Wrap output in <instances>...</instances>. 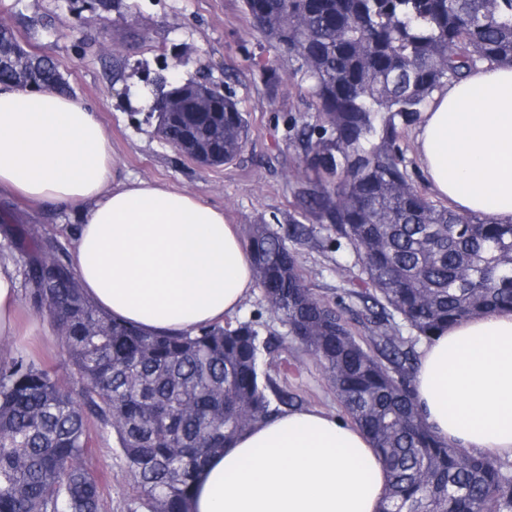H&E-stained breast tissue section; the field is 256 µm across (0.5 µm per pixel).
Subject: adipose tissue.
Segmentation results:
<instances>
[{
    "label": "adipose tissue",
    "instance_id": "obj_1",
    "mask_svg": "<svg viewBox=\"0 0 512 512\" xmlns=\"http://www.w3.org/2000/svg\"><path fill=\"white\" fill-rule=\"evenodd\" d=\"M432 190L454 211L512 223V65L482 64L438 92L416 136ZM112 142L75 97L0 84V191L75 211L72 260L86 296L151 333L223 322L256 286L222 209L146 179L117 180ZM20 308L0 258V335ZM415 400L457 448L512 456V311L449 326L420 352ZM382 457L356 425L318 409L257 423L205 462L192 512H379Z\"/></svg>",
    "mask_w": 512,
    "mask_h": 512
}]
</instances>
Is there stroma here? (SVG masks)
Instances as JSON below:
<instances>
[{
  "label": "stroma",
  "instance_id": "stroma-1",
  "mask_svg": "<svg viewBox=\"0 0 512 512\" xmlns=\"http://www.w3.org/2000/svg\"><path fill=\"white\" fill-rule=\"evenodd\" d=\"M1 19L29 51L52 59L70 95L96 113L112 139L117 179L156 180L221 208L227 223H264L287 234L296 215L289 173L298 163L287 124L289 117H306L307 101L287 53L254 28L242 0H112L106 9L98 0H0ZM265 68L279 76L276 96H269L261 78ZM160 75L180 84L201 75L229 84L250 121L248 142L233 162L200 167L155 134L145 117L159 93ZM4 208L70 245L72 214L40 213L18 197L0 194ZM315 236L316 243L291 245L307 286L347 317L364 319L355 297L363 288L361 270L353 254L327 231L316 230ZM22 313L20 335H0V345L22 349L66 377L67 352L50 316L27 307ZM236 317L252 321L261 337H280L275 360L292 370L290 391L311 407L341 413L319 361L291 341L261 290L253 291ZM91 436L105 485L104 512H127L133 480L115 438L96 429Z\"/></svg>",
  "mask_w": 512,
  "mask_h": 512
}]
</instances>
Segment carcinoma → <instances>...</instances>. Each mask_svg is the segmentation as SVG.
<instances>
[{
	"label": "carcinoma",
	"mask_w": 512,
	"mask_h": 512,
	"mask_svg": "<svg viewBox=\"0 0 512 512\" xmlns=\"http://www.w3.org/2000/svg\"><path fill=\"white\" fill-rule=\"evenodd\" d=\"M253 25L297 61L314 121L291 118L299 149L292 238L319 224L346 240L374 309L368 336L307 288L295 253L267 224L245 228L257 284L288 334L321 363L346 415L388 470L379 512H512V462L455 448L415 403V344L494 308L512 309V224L458 214L408 172L404 133L435 93L484 63L512 65V0H243ZM0 31V84L66 88L50 59ZM164 139L232 162L249 120L230 93L182 111ZM0 255L25 300L46 312L68 354L69 380L22 351L0 360V512H103L90 425L115 436L133 475L130 512H191L205 459L256 423L302 409L278 345L249 321L196 333H147L99 310L65 248L30 224L0 222ZM466 266L470 275L459 277ZM409 335H403V330Z\"/></svg>",
	"instance_id": "carcinoma-1"
}]
</instances>
